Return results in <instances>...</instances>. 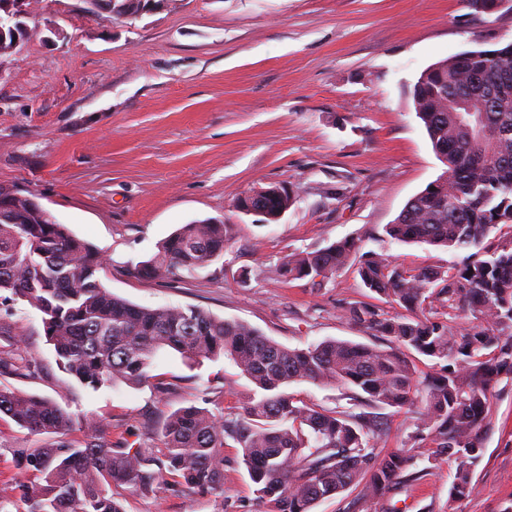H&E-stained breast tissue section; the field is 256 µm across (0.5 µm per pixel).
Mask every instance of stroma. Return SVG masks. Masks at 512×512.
<instances>
[{"instance_id": "1", "label": "stroma", "mask_w": 512, "mask_h": 512, "mask_svg": "<svg viewBox=\"0 0 512 512\" xmlns=\"http://www.w3.org/2000/svg\"><path fill=\"white\" fill-rule=\"evenodd\" d=\"M25 41L0 64V185L36 199L78 238L102 249L98 277L143 307L196 306L304 348L326 339L371 344L347 308L370 294L352 268L322 288L285 281L292 252L341 239L403 267H452L463 250L405 244L385 233L406 203L442 173L412 89L436 62L512 41V10L464 0H168L136 19L84 12L82 0H29ZM295 199L274 223L237 201L259 187ZM215 218L231 232L224 254L167 279L136 276L181 225ZM0 354L15 371L0 384L96 414L113 446L157 449L174 410L218 400L238 412L252 388L221 358L185 364L158 353L156 385L86 389L58 368L40 313L0 293ZM474 468L476 492L457 512H512V379ZM0 421V486L23 478L13 447H38ZM239 446H224V503L169 483L120 487L125 512H266ZM421 476L378 497L354 486L313 512H447L454 459L419 458Z\"/></svg>"}]
</instances>
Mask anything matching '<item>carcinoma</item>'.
<instances>
[{
    "mask_svg": "<svg viewBox=\"0 0 512 512\" xmlns=\"http://www.w3.org/2000/svg\"><path fill=\"white\" fill-rule=\"evenodd\" d=\"M412 98L445 176L415 195L386 233L401 243L469 250L472 260L454 271L415 273L383 255H361L356 272L363 285L405 313L359 302L346 314L384 344L326 340L290 348L198 307L133 304L99 280L103 252L51 223L28 199L0 213V291L41 313L57 363L82 386L150 385L161 351L197 365L225 357L253 385L230 418L196 405L172 412L157 454L114 448L95 417L76 418L52 400L1 385L0 414L54 441L12 449L27 480L4 487L0 497L18 490L26 512H125L112 487L151 491L171 481L222 502L227 437L240 445V462L270 512H312L362 480L367 494L382 496L397 481L416 478L408 469L423 442L429 460H458L448 508L468 497L483 454L482 430L494 415L493 390L512 378V43L431 65ZM464 113L491 129L484 141ZM494 230L498 238L490 241ZM228 234L223 223L184 224L134 272L155 280L206 267L224 254ZM354 252L346 239L291 253L277 275L320 287ZM462 302L479 324L458 334L448 314ZM417 354L440 364V372H420ZM301 382L351 386L350 406L326 409L288 393ZM385 407L411 413L416 431L410 448L382 456L372 442L384 429L371 409ZM76 428L80 441L70 438Z\"/></svg>",
    "mask_w": 512,
    "mask_h": 512,
    "instance_id": "cac0c4a2",
    "label": "carcinoma"
}]
</instances>
